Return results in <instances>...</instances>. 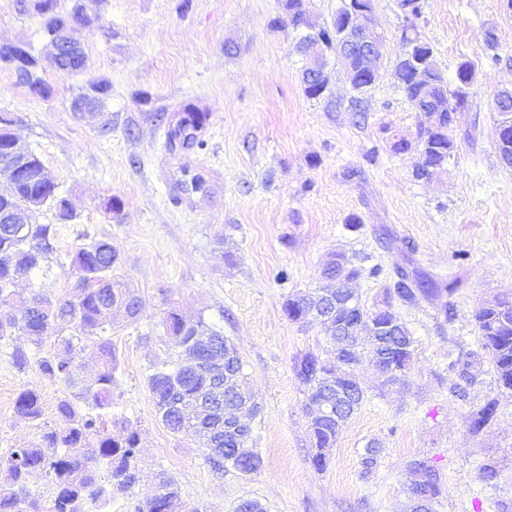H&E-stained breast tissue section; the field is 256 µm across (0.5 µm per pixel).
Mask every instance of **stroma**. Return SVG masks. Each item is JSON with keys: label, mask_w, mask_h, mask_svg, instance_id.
Returning <instances> with one entry per match:
<instances>
[{"label": "stroma", "mask_w": 512, "mask_h": 512, "mask_svg": "<svg viewBox=\"0 0 512 512\" xmlns=\"http://www.w3.org/2000/svg\"><path fill=\"white\" fill-rule=\"evenodd\" d=\"M505 2L423 0L418 31L444 77L454 79L461 61L475 66L447 171L425 181L413 176L415 154L390 148L393 135L414 137L421 120L394 77L405 26L400 0H373L385 38L376 84L356 95L333 59L319 99L304 93L305 62L294 50L298 33L284 23L285 0H100L95 22L80 33L88 68L74 75L57 70L40 17L0 0V44H27L54 87L41 99L0 69V114L15 118V134L76 213L61 228L49 270L27 274L17 289L65 296L74 249L104 240L119 258L116 276L142 302L136 321L118 313L108 328L119 361L112 423L126 419L139 431L140 481L104 512H134L163 473L177 480L186 512H234L247 498L266 512H411L415 459L440 474L435 512L512 507V395L499 392L489 368L467 401L450 393L452 362L478 347L476 310L512 294V167L497 152L494 110L495 94L512 88ZM97 77L111 84L104 108L78 118L71 99ZM189 108L208 115L198 133L204 147L168 136ZM196 175L203 188L183 190ZM112 197L122 202L121 219L105 209ZM336 251L361 268L355 288L365 307L380 302L400 267L456 291L397 306L416 340L410 371L403 384L384 388L372 366H357L366 398L319 472L294 362L307 352L333 358L334 347L319 324L290 321L283 302L317 288ZM281 270L287 280H277ZM172 308L204 318L237 348L262 407L253 424L263 459L257 472L214 468L197 438L174 436L157 419L146 377L177 358L161 327ZM13 349L28 354V366L13 364ZM55 350L54 339L37 348L21 334L0 348V453L40 444L45 426L58 421V403L72 398L69 384L36 366ZM25 389L40 393L42 420L15 415ZM491 397V425L470 435V412ZM370 445L379 465L366 475L361 458ZM491 461L499 474L488 484L480 474Z\"/></svg>", "instance_id": "1"}]
</instances>
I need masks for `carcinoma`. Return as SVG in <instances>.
<instances>
[{
    "mask_svg": "<svg viewBox=\"0 0 512 512\" xmlns=\"http://www.w3.org/2000/svg\"><path fill=\"white\" fill-rule=\"evenodd\" d=\"M288 25L300 32L296 43L302 53L310 45L321 43L324 52L337 50L338 37L344 25L345 8H340L329 25H320L310 18L303 8V0H286ZM35 11L50 38L64 31L78 32L76 25L90 22L84 5L75 3L67 11L58 9V0H37ZM405 51L399 57L395 75L400 88L415 110L429 111L459 99V86L475 77L474 64L468 60L458 63L454 87L448 86L439 71L434 50L422 40L417 28L403 29ZM12 71L17 83L27 87L40 98L53 94V87L38 75V60L30 52L25 56L0 53V67ZM64 74L82 73L87 69V56L81 43L74 42L71 54L57 62ZM304 92L310 98L321 97L328 89V76L312 81L303 80ZM111 89L105 78L89 82L88 88L75 95L72 102L88 105L98 110ZM499 119L497 137L512 144V105L495 108ZM206 114L189 109L181 117V127L169 132L173 140L203 146L197 132L203 126ZM455 148L452 130L448 129V114H443L438 127L419 125L416 138L391 143L395 153L416 151L418 159L414 176L429 179L434 167L451 155ZM35 152L21 144L13 147L10 140L0 138V161L9 157L22 159ZM42 170L37 159L26 166L16 190L9 201L0 200V211L9 206L23 214L37 198L41 206L49 207L52 214L60 211L58 185L45 184L38 179ZM56 228L53 224H2L0 223V307L20 306L24 316L0 318V342L20 331L28 336L32 345L39 347L48 337H55L57 352L37 361L40 372L50 379H60L75 387L79 384L74 358L78 345L89 338L96 340L101 357V370L90 386L78 390V399L90 406L94 413L82 414L69 401L57 405L59 424L49 427L42 436L39 448H12L0 454V472H5L7 484L0 486V512H94V509L112 500L115 494H125L137 483L136 460L139 452V432L125 424L116 432L108 429L112 415V392L116 383L118 359L112 341L106 336L111 323L112 308L123 306L126 317L136 320L140 314L138 295L125 284L112 278L118 257L109 243L103 240L80 246L73 252L71 266L76 275L73 291L66 298L50 300L38 294L24 296L12 288L13 270L24 272L49 268L54 251ZM361 270L350 259L345 264L323 267L320 290H331L337 304L330 308V325L325 327L327 340L335 345V359L321 360L308 352L294 365L299 381L307 389V398L324 402L335 408L330 414L309 419L311 463L318 471L326 469L329 454L337 439L365 397L354 377L353 368L364 362L373 368L391 373L398 380L407 377L414 354L415 339L408 328L398 336L379 330L399 319L393 309L394 301L415 304L439 291L435 284L398 272L393 286L386 288L383 300L368 309L350 290L335 288L336 283L353 281ZM312 294H292L283 303L288 318L306 322ZM480 352L468 353L454 363L459 383L453 394L464 400L467 388L472 386L480 373L483 361H488L495 373L498 387L512 392V299L496 297L483 304L475 313ZM164 336L178 354V361L156 368L148 376V387L153 395L156 415L164 427L174 435H194L191 417L177 415L178 404L196 405L200 397H209V375L183 364L188 357L214 339L224 335L219 329L200 318L194 323L185 321L175 309L163 318ZM233 375L225 392L231 395L249 393L240 357L233 346H222ZM497 402L487 401L471 413L468 431L476 436L492 421ZM15 414L35 422L44 415L40 395L32 390L21 391L14 402ZM252 429L244 428L236 435H224L223 441H210L207 446L209 459L218 470L232 468L244 474L258 471L262 457L252 448ZM414 476L411 491L425 503V512H434V504L441 495L440 477L436 469L425 460L410 463ZM44 475L55 486V494L45 510H39L31 491V483ZM180 500L178 483L174 478L161 474L155 487L138 502L136 512H175Z\"/></svg>",
    "mask_w": 512,
    "mask_h": 512,
    "instance_id": "1",
    "label": "carcinoma"
}]
</instances>
